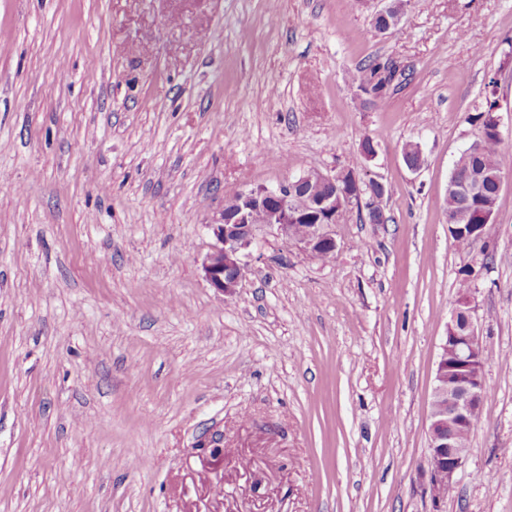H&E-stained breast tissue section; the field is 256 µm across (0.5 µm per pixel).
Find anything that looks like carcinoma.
Wrapping results in <instances>:
<instances>
[{"label": "carcinoma", "instance_id": "cac0c4a2", "mask_svg": "<svg viewBox=\"0 0 512 512\" xmlns=\"http://www.w3.org/2000/svg\"><path fill=\"white\" fill-rule=\"evenodd\" d=\"M394 73L387 70L386 64L373 62L361 68L355 78L357 88L365 96L373 99L383 98V92L393 81ZM497 101L489 96L476 108L474 120L480 123L484 137L480 145L472 153H463L457 160L461 167L454 168L448 184V195L445 200L448 223H455L456 216L462 212L469 215L468 223L482 224L485 203L498 198L499 188L496 177L505 170H512V153L501 149V138L495 128ZM342 180L338 190L349 197L351 204L358 207L359 176L354 166L340 170ZM376 200L367 211L368 222L384 224L386 218L383 211V201L389 195L386 185L373 189Z\"/></svg>", "mask_w": 512, "mask_h": 512}]
</instances>
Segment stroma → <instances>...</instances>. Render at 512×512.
<instances>
[{
    "label": "stroma",
    "mask_w": 512,
    "mask_h": 512,
    "mask_svg": "<svg viewBox=\"0 0 512 512\" xmlns=\"http://www.w3.org/2000/svg\"><path fill=\"white\" fill-rule=\"evenodd\" d=\"M379 7L0 0V512H512V172L469 253L445 214L486 95L512 151V0H409L385 34ZM355 161L386 223L350 210L327 263L259 225L236 293L208 285L229 188ZM473 259L487 395L437 502L431 394ZM382 62H373L361 68L355 78L357 88L365 96L373 99H382L384 90L395 78L394 72ZM386 73L385 77L382 74Z\"/></svg>",
    "instance_id": "obj_1"
}]
</instances>
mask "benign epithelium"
<instances>
[{"mask_svg": "<svg viewBox=\"0 0 512 512\" xmlns=\"http://www.w3.org/2000/svg\"><path fill=\"white\" fill-rule=\"evenodd\" d=\"M403 2H390L376 17L393 25L399 22ZM339 173L309 170L277 187L241 190L211 224L214 244L201 260L205 280L217 292L236 293L246 267L245 250L256 237L253 216L266 214V223L277 227L280 235L318 257L325 250L335 252L337 242L330 227L345 216L336 200ZM471 295L458 297L443 337L432 391V399L448 395V403L430 414L431 479L444 478L448 487L457 482L470 448L457 444V431L473 424V416L485 398L484 361L478 344V329L472 318Z\"/></svg>", "mask_w": 512, "mask_h": 512, "instance_id": "benign-epithelium-1", "label": "benign epithelium"}]
</instances>
